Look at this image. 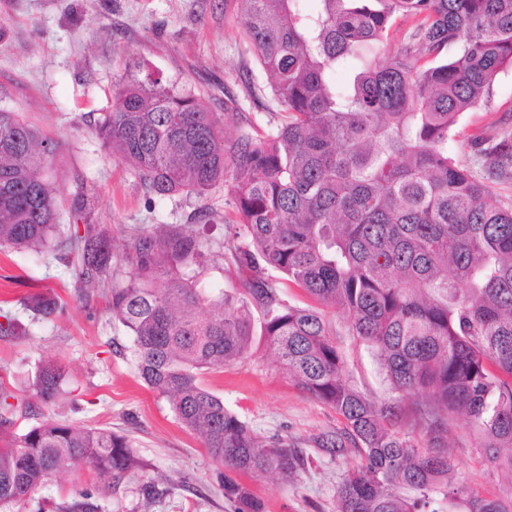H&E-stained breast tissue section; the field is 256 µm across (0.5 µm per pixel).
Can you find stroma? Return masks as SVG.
Returning a JSON list of instances; mask_svg holds the SVG:
<instances>
[{
  "instance_id": "1",
  "label": "stroma",
  "mask_w": 512,
  "mask_h": 512,
  "mask_svg": "<svg viewBox=\"0 0 512 512\" xmlns=\"http://www.w3.org/2000/svg\"><path fill=\"white\" fill-rule=\"evenodd\" d=\"M132 74L189 88L209 112L223 113L229 91L260 127L283 120L243 39L238 0H0V108L26 113L57 142L51 183L59 190L60 224L72 222V199L85 198L86 223L108 232L117 256L134 226L184 224L194 209L177 195L147 204L133 167L113 160L90 124L111 109L115 86ZM495 121L512 127L510 67L498 73L488 105L460 116L449 152L477 168L470 144ZM33 294L57 296L65 313L34 317L24 307ZM0 309L26 328L20 336L0 335V382L19 400H32L39 358L56 356L69 373L66 392L55 404L36 405V413L128 435L143 462L119 491L98 485L88 469H68L0 512H56L85 488L95 490L99 512H229L201 438L140 379L127 330L113 321L101 297L81 298L62 261L0 252ZM323 314L351 383L369 399L387 398L375 359L349 335L345 315L330 307ZM203 380L254 430L288 439L313 460L299 479L254 480L266 512H335L336 485L360 461L354 451L331 458L316 444L342 427L335 410L304 394L259 341L247 358ZM480 444L463 420L449 421V454L470 489L511 503L512 483L487 464ZM149 480L156 486L150 500L140 491Z\"/></svg>"
}]
</instances>
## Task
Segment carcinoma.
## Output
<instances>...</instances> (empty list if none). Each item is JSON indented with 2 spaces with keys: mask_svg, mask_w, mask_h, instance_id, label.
<instances>
[{
  "mask_svg": "<svg viewBox=\"0 0 512 512\" xmlns=\"http://www.w3.org/2000/svg\"><path fill=\"white\" fill-rule=\"evenodd\" d=\"M304 2L240 0L243 35L286 114L276 128L245 120L228 136L222 120L239 116L237 99L224 100L221 118L159 77L115 87L111 110L94 121L104 146L132 164L148 201H196L188 224L137 227L120 283L105 231L76 222L57 234L44 178L57 143L1 108L0 248L62 252L79 287L105 290L140 377L224 468L233 512H264L245 478L294 480L310 463L288 440L251 429L200 378L250 354L257 311L280 368L345 422L318 439L320 449L360 453L336 486V512H509L470 491L446 435L464 416L512 482V201L486 202L493 185L512 182V129L492 126L473 141L479 174L448 153L460 115L488 103L497 74L512 67V0ZM405 24L406 38L392 44ZM450 44L458 52L448 57ZM219 186L237 220L228 240L208 243L194 226L216 220L207 199ZM223 249L244 275L241 291L201 285ZM290 285L347 315L391 400L351 384L322 314L281 299ZM27 307L47 320L64 309L41 294ZM65 381L56 358L41 357L36 399L51 402ZM12 398L0 385V505L63 469L86 467L114 489L140 469L127 437L108 429L44 417L13 431V416L31 404ZM59 512L99 505L87 491Z\"/></svg>",
  "mask_w": 512,
  "mask_h": 512,
  "instance_id": "1",
  "label": "carcinoma"
}]
</instances>
